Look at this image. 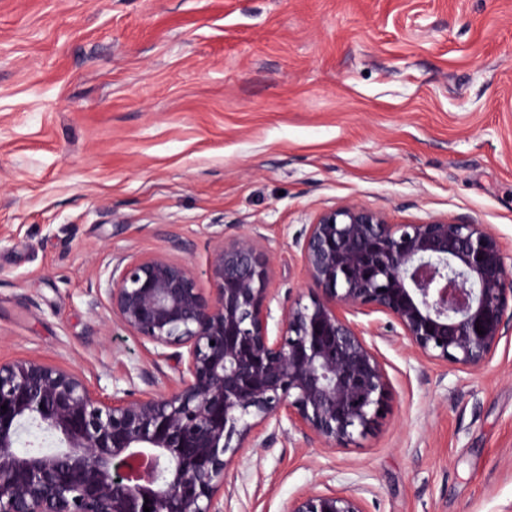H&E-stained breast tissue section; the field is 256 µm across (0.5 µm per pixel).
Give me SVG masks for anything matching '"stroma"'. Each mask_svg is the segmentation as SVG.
<instances>
[{
	"label": "stroma",
	"instance_id": "stroma-1",
	"mask_svg": "<svg viewBox=\"0 0 512 512\" xmlns=\"http://www.w3.org/2000/svg\"><path fill=\"white\" fill-rule=\"evenodd\" d=\"M354 202L512 249V0H0L1 356L168 390L112 317L113 265L162 255L208 289L213 250L254 231L275 332L306 291L297 239ZM355 320L388 413L332 451L240 449L224 512L329 487L367 512H512V335L467 373Z\"/></svg>",
	"mask_w": 512,
	"mask_h": 512
}]
</instances>
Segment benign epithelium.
Instances as JSON below:
<instances>
[{"mask_svg":"<svg viewBox=\"0 0 512 512\" xmlns=\"http://www.w3.org/2000/svg\"><path fill=\"white\" fill-rule=\"evenodd\" d=\"M296 244L308 297L288 303L275 336L273 269L252 232L212 253L208 290L162 255L112 268V317L173 361L167 391L149 379L108 395L78 371L0 357V512H223L239 449L295 432L334 450L387 411L388 373L349 316L385 314L414 355L468 371L512 333V254L485 224H394L352 203L320 211ZM26 435L53 447L20 452ZM285 512L365 509L329 488Z\"/></svg>","mask_w":512,"mask_h":512,"instance_id":"1","label":"benign epithelium"}]
</instances>
